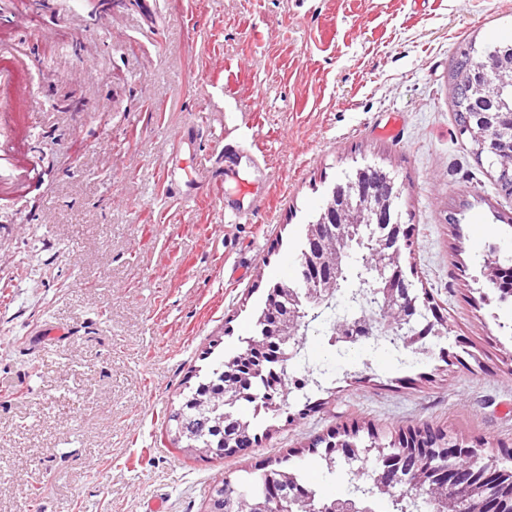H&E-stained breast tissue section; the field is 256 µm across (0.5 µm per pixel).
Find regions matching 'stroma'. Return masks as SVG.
Here are the masks:
<instances>
[{"label": "stroma", "mask_w": 512, "mask_h": 512, "mask_svg": "<svg viewBox=\"0 0 512 512\" xmlns=\"http://www.w3.org/2000/svg\"><path fill=\"white\" fill-rule=\"evenodd\" d=\"M503 32L512 0H0V512H207L224 475L283 457L343 496L374 458L331 475L308 448L351 423L362 445L428 424L512 451V301L481 299L487 255L512 264V198L448 100L458 47ZM368 165L400 190V264L447 336L403 365L309 332L332 380L245 407L257 447H172L204 352L245 349Z\"/></svg>", "instance_id": "stroma-1"}]
</instances>
